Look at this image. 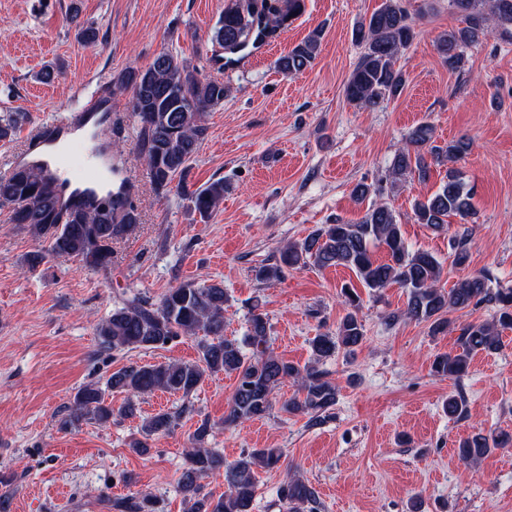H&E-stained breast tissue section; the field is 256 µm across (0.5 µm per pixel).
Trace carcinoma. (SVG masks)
Listing matches in <instances>:
<instances>
[{"label": "carcinoma", "instance_id": "obj_1", "mask_svg": "<svg viewBox=\"0 0 512 512\" xmlns=\"http://www.w3.org/2000/svg\"><path fill=\"white\" fill-rule=\"evenodd\" d=\"M450 2L461 16L462 26L437 39V51L448 68L460 67L463 46L486 38L493 30L512 36V0ZM304 7V0H227L213 41L224 50L226 63H232L234 55L288 28ZM353 37L364 52L345 84V97L356 106L374 108L397 96L405 85V77L395 65L415 37L414 21L402 0H383L369 18L358 23ZM319 39V33L313 32L281 56L277 62L279 71L288 76L312 67ZM117 83L132 92L130 105L139 125L138 152L154 191L170 192L178 177L176 189L188 201L190 210L202 220L210 218L224 201L229 186L220 178L192 189L182 177L207 136V110L224 102L227 96L224 82L203 75L163 51L147 69H129L118 77ZM18 120L16 112L0 115V141L12 138ZM469 150L470 142L465 138L443 146L434 144L433 127L421 122L409 131L405 146L393 159L392 182L424 183L430 177L431 165L456 161ZM131 188L124 169L114 164L112 192L103 198L91 194L64 204L41 166L21 163L0 175V207L8 209L9 223L47 243L52 254L76 260L93 270H106L112 265V245L139 222L130 201ZM472 213L471 193L453 168L447 170L436 191L413 204L415 223L432 229L445 227L452 216L464 220ZM377 244L386 251V259L381 262L373 257L372 247ZM451 263L457 268L470 264L466 238L457 240ZM307 266L347 268L372 293L395 285L404 289L407 305L403 315L432 321L435 333L448 327L445 315L482 303L492 304V319L462 327L454 349L434 356L432 371L441 376H464L476 354L498 351L502 332L512 329V288L491 291L485 272L469 275L449 290L438 287L441 262L431 252L409 246L395 212L385 203L369 207L356 223L339 219L299 243L288 244L281 251L279 263L259 267L255 276L260 281H272L279 279L286 268ZM340 294L348 311L336 334H320L311 340L313 361L304 366L267 352L269 323L257 304L250 309L243 342L224 337L227 295L219 282H184L168 289L157 302L139 296L126 299L96 327L103 348L158 349L188 336L195 338L199 360L125 366L113 372L108 381L112 391L126 394L121 406L113 408L98 386L88 384L77 391L62 425L69 427L84 421L106 425L117 416L132 417L138 412L141 396L160 391L187 397L206 376L218 372L235 378L226 423L265 417L272 408L274 390L286 380L297 383L299 389L283 402L281 411L319 421L335 406L337 389L317 364L341 347L355 352L365 338L358 317L361 297L357 289L345 283ZM246 346L252 347L249 356L244 352ZM176 424L177 416L168 411L143 418V439L132 441L130 448L139 454L148 453L147 440L170 433ZM208 434L209 425L204 422L193 435L196 447L187 452L188 466L179 479L186 512H252L256 470L275 467L281 460V449L253 448L228 463L220 452L200 447ZM509 446L512 435L478 434L461 440L457 455L463 462L476 465L493 450ZM221 468L227 490L218 497L203 492L200 479ZM281 494L290 512L318 509L317 491L300 478L283 485ZM156 504L153 496L142 495L118 498L112 501V508L116 512H157Z\"/></svg>", "mask_w": 512, "mask_h": 512}]
</instances>
